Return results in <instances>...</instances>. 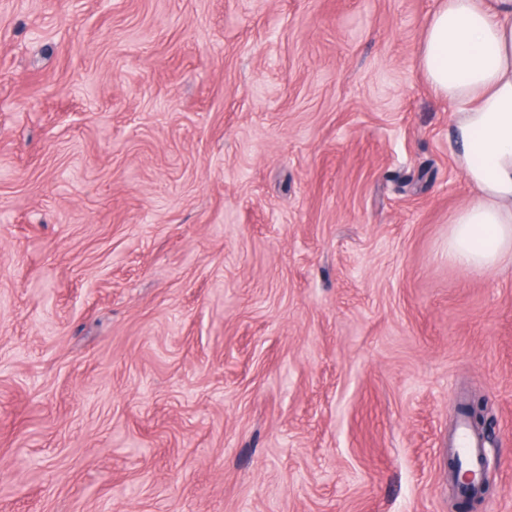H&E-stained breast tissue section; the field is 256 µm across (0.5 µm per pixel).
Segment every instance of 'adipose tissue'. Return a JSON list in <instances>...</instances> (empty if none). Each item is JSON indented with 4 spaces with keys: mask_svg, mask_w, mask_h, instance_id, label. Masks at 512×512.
Returning a JSON list of instances; mask_svg holds the SVG:
<instances>
[{
    "mask_svg": "<svg viewBox=\"0 0 512 512\" xmlns=\"http://www.w3.org/2000/svg\"><path fill=\"white\" fill-rule=\"evenodd\" d=\"M420 63L454 106L460 166L476 190L450 220L448 258L468 271L512 262V0H440Z\"/></svg>",
    "mask_w": 512,
    "mask_h": 512,
    "instance_id": "1",
    "label": "adipose tissue"
}]
</instances>
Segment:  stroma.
<instances>
[{
  "instance_id": "stroma-1",
  "label": "stroma",
  "mask_w": 512,
  "mask_h": 512,
  "mask_svg": "<svg viewBox=\"0 0 512 512\" xmlns=\"http://www.w3.org/2000/svg\"><path fill=\"white\" fill-rule=\"evenodd\" d=\"M439 0H0V512H512V265ZM456 449L462 459L474 467L478 466L482 454V448L465 424H462L458 433Z\"/></svg>"
}]
</instances>
